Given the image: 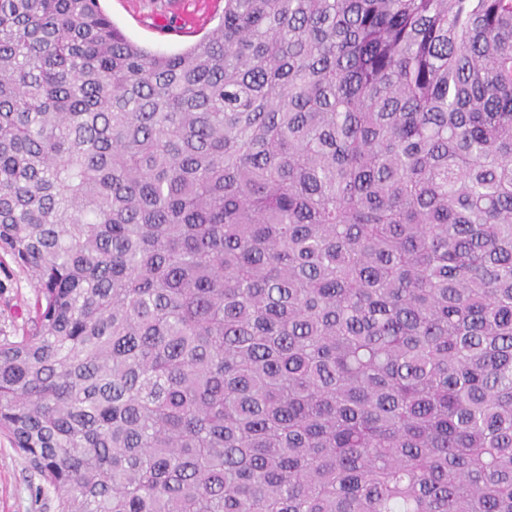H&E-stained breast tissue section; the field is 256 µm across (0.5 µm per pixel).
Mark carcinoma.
Here are the masks:
<instances>
[{
	"mask_svg": "<svg viewBox=\"0 0 512 512\" xmlns=\"http://www.w3.org/2000/svg\"><path fill=\"white\" fill-rule=\"evenodd\" d=\"M0 249L58 512H512V0H0ZM113 23L133 42L159 53H176L217 25L224 0H102ZM185 29L190 37L169 34ZM39 295L32 273L0 251V339L23 335L35 315Z\"/></svg>",
	"mask_w": 512,
	"mask_h": 512,
	"instance_id": "1",
	"label": "carcinoma"
}]
</instances>
